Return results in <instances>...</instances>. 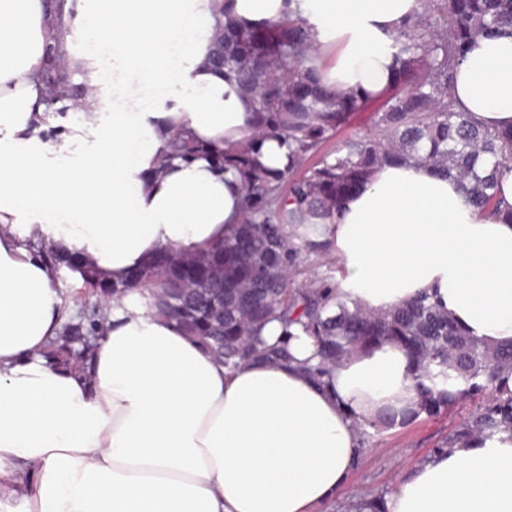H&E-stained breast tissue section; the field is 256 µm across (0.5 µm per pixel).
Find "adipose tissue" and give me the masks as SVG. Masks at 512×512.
Returning <instances> with one entry per match:
<instances>
[{
	"label": "adipose tissue",
	"instance_id": "1",
	"mask_svg": "<svg viewBox=\"0 0 512 512\" xmlns=\"http://www.w3.org/2000/svg\"><path fill=\"white\" fill-rule=\"evenodd\" d=\"M220 6L0 0V512H320L359 462L361 426L417 408L396 345L345 359L326 385L297 366L316 352L302 333L294 363L230 370L154 316L143 288L104 309L91 379L42 357L73 315L40 243L124 283L147 256L194 254L238 224L242 185L217 159L249 138L255 102L209 61ZM226 6L247 26L301 13L330 58L323 84L376 95L422 0ZM53 51L98 100L63 126L45 104ZM453 94L485 126L512 127V37L476 39ZM177 131L202 145L192 161L172 157ZM319 232L348 304L385 311L424 291L469 337L512 345V213H482L458 180L382 165ZM384 508L512 512V441L408 466Z\"/></svg>",
	"mask_w": 512,
	"mask_h": 512
}]
</instances>
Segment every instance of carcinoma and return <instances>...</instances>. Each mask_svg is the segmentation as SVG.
<instances>
[{"mask_svg": "<svg viewBox=\"0 0 512 512\" xmlns=\"http://www.w3.org/2000/svg\"><path fill=\"white\" fill-rule=\"evenodd\" d=\"M507 31L512 32V0H426L394 36L397 76L375 96L332 93L321 84L311 64L312 27L299 14L266 26L220 25L210 63L234 72L255 102L251 138L224 151V165L242 182V217L223 240L191 257L171 250L165 270L148 274L145 287L155 313L174 321L229 369L255 360H293L288 339L299 330L320 346L318 363L307 367L320 381L355 351L398 345L415 364L419 409L399 423L390 416L374 430L405 427L466 400L474 409L430 453L503 435L512 440L511 346L490 347L470 338L425 292L376 313L350 309L329 278L309 288L291 282L302 253L318 255L326 248L314 237L319 222L385 163H424L463 183L474 206L498 208L499 173L512 160V129L490 131L473 122L457 110L451 88L455 66L470 45ZM369 110L375 114L373 136L345 143L295 176L339 127ZM266 138L288 144L287 170L273 172L259 162L257 145ZM172 151L187 161L196 143L177 134ZM297 227L305 230L301 245L288 234ZM203 268L207 273L196 287L173 291L174 281L191 279ZM79 273L92 295L105 287L114 294L133 287L116 286L91 266ZM272 321L282 335L268 344L260 333ZM99 328L94 310L66 324L43 358L90 378L94 350L76 357L73 340ZM384 503L385 493L373 492L345 512H385Z\"/></svg>", "mask_w": 512, "mask_h": 512, "instance_id": "obj_1", "label": "carcinoma"}]
</instances>
